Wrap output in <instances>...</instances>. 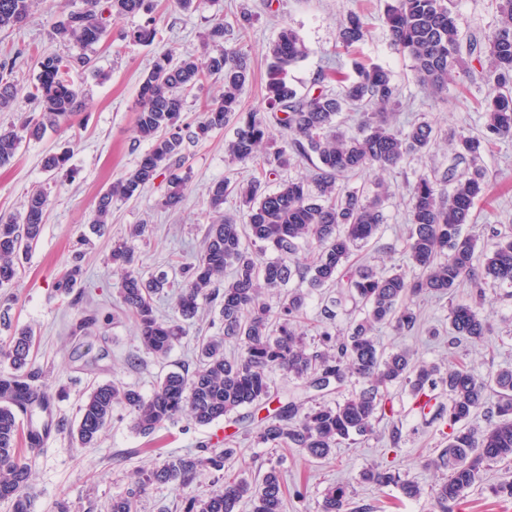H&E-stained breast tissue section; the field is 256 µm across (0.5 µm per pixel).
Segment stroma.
I'll return each mask as SVG.
<instances>
[{"label":"stroma","instance_id":"1","mask_svg":"<svg viewBox=\"0 0 512 512\" xmlns=\"http://www.w3.org/2000/svg\"><path fill=\"white\" fill-rule=\"evenodd\" d=\"M84 0H36L32 14L18 26L0 31V59L16 57L15 76L32 84L37 70L34 60L42 53L71 55L75 44L57 36L54 26ZM384 0H205L197 10H181L175 0H156L154 16L159 34L149 45L122 41L123 30L142 24V17H127L112 26L96 47L90 69H77L70 77L80 88L85 106L71 122L47 128L41 139L24 141L16 156L0 166V215H21L27 194L44 188L50 195L43 229L17 279L0 288V309L8 308L10 320L0 323V347L14 328L32 326L36 333L34 365L42 372L37 385L53 402L49 412L34 410V422L53 419L54 426L40 454H23L31 470L32 512H58L66 503L69 512H108L113 497L134 487L137 470L150 468L159 458L182 456L199 446L235 448L234 467L243 477L259 479L269 467L282 474L290 494L285 512H319L325 490L335 483H349L357 504L368 512H432L427 490L440 472L427 467L437 448L447 438L442 423H428L417 412L408 388L390 390L394 415L380 422L375 432L355 442L342 443L333 459L306 460L295 448L271 451L259 444L260 420L235 425L218 420L200 426L188 417L166 423L149 436L136 433L128 410L116 408L112 422L97 445L84 447L74 436L80 408L89 387L97 382L131 386L152 394L172 371L195 362V342L221 330L217 313L202 305L198 314L185 320L186 334L166 358L146 354L138 339L132 316L120 304V277L109 260L112 244L125 236L130 226L147 227L144 237L133 241L134 255L142 273L164 271L180 280L182 264L192 262L201 251L209 224L215 218L209 187L227 179L245 182L253 175L250 165L231 162L224 144L234 136L233 126L208 134L187 149L186 166L191 171L186 198L180 208L168 210L161 200L164 178H157L141 195L112 206L111 224L102 235L91 231L90 220L97 199L113 181L133 169L147 152L135 129V107L143 77L155 55L173 51L200 53L215 16L234 23L240 11L253 20L245 32H232L227 45L240 46L251 58V76L240 95L242 110L263 104L269 58L267 51L282 27L293 28L307 47L304 59L291 66L287 80L299 91L309 90L321 72L338 65L350 71L353 58L388 68L399 89L400 104L395 121L403 126L421 119L440 123L444 141L429 155L413 156L396 169L384 172L391 194L383 202L385 224L365 247L356 250L354 261L379 270L406 265L403 252L408 227L409 186L420 173L445 169L451 162V144L459 137L478 134L483 127L480 103L489 91L484 82L452 81L438 98L414 79L413 61L397 52L384 23ZM351 10L367 13L371 22L368 40L354 53L336 49L338 26ZM69 151L74 180L51 176L43 168L44 157L53 151ZM491 193L479 202L473 221L463 234L473 236L478 248L493 242L494 231L512 232V139L497 143L483 154ZM84 270L80 303L58 295L54 283L73 260ZM470 285L461 283L452 295L415 298L411 306L420 319L419 329L406 334L381 326L378 340L385 350L408 348L415 356L440 366L462 364L475 373L512 366V290L487 287L483 310L490 316L492 331L480 341L448 343L450 305L469 300ZM106 312V319L87 332L75 335L71 328L89 310ZM401 432L398 447H390L382 433L389 424ZM393 466L402 475L422 485L426 493L417 499L403 497L399 488L362 482L360 474L374 466ZM223 483L221 473L200 474L190 490L174 485H153L142 495L139 512H181L184 493L206 498Z\"/></svg>","mask_w":512,"mask_h":512}]
</instances>
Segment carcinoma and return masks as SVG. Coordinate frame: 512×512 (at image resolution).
I'll list each match as a JSON object with an SVG mask.
<instances>
[{"label":"carcinoma","mask_w":512,"mask_h":512,"mask_svg":"<svg viewBox=\"0 0 512 512\" xmlns=\"http://www.w3.org/2000/svg\"><path fill=\"white\" fill-rule=\"evenodd\" d=\"M33 4L34 0H0V29L24 22ZM152 12V0H85V7L70 11L55 26L56 34L77 44L81 52L40 57L36 84L27 93L12 78L17 57L0 60V111L15 107L22 96L36 108L20 124L0 130V166L14 158L24 140L40 137L47 127L69 121L81 109L82 92L69 73L91 64L90 53L106 33V17L142 15L143 24L124 38L145 45L158 34ZM496 12L492 28L465 38L452 0H385L384 20L392 44L413 60L420 85L438 96L458 75L467 79L477 75L491 85L480 134L459 138L453 164L431 176L419 175L410 187V229L404 249L410 274L395 266L377 272L352 260L353 247L368 243L385 223L382 199L389 186L380 180L367 197L349 186V178L366 170L395 169L411 156L430 153L440 138L429 122L406 128L394 125L391 107L399 92L388 69L356 61L354 76L336 74L340 90L300 93L288 84L286 75L306 47L285 26L269 46L264 106L242 112L239 95L251 74V60L242 49L224 45V20L211 26L202 54L176 57L163 52L156 58L141 83L135 117L138 137L150 148L134 169L98 197L91 223L105 232L114 202L139 196L161 175L167 184L162 207L182 203L190 178L183 171L182 112L187 93L208 78L222 80L223 91L202 113L196 137L235 122V136L226 153L233 161L255 166L257 174L245 184L223 180L211 185V206L218 219L209 225L196 262L184 267L177 294V309L184 319L193 317L202 301L219 311L221 335L198 339L194 370L185 367L168 374L150 396L116 383L94 385L81 406L76 429L82 446L98 442L117 406L133 415L134 430L144 436L183 414L204 426L252 407L268 410L259 443L298 448L311 459L326 461L342 442L374 432L375 423L386 416L387 389L398 384L410 388L420 411L432 410L434 419L448 425V444L431 461L442 472L441 481L430 489L434 512H450V506L464 499L490 467L512 468V367L484 377L463 365L443 371L407 349L385 352L374 336L380 325L399 333L414 330L417 316L407 300L425 293L446 296L467 279L472 284L471 303L451 308L448 344L481 340L491 331L482 311L485 286L512 288V236L495 235L496 241L481 258L476 255V239L462 234L476 202L489 191L486 172L477 161L512 135V0H496ZM369 33L364 12L350 11L339 24L338 39L348 49L364 42ZM345 111L360 113L354 132L344 130L338 121ZM276 126L285 147L271 156L265 148ZM293 158L314 166L313 181L288 180L269 189L270 176ZM69 160L67 151L52 154L45 169L73 179ZM461 163L467 168L459 173ZM230 195L236 196L245 215L243 224L221 213ZM48 205L49 193L35 190L27 196L22 221L0 216V288L12 284L38 241ZM145 230L143 224L132 225L127 239L113 243L110 260L121 274L120 300L135 318L142 347L156 358H165L184 329L178 320L156 315L154 297L171 287L167 275L146 277L134 267L129 241L143 237ZM304 243L313 253L310 263L296 258ZM267 250L276 258L259 261L258 252ZM228 268L232 277L226 280ZM82 277L81 265L74 263L54 288L78 303L84 299L79 290ZM295 279L314 289H336L321 309L323 330L312 345L301 324L309 293L288 288ZM347 298L362 305L364 317L341 333L336 331L337 309ZM35 342L33 328L26 326L14 333L7 349H0V360L10 366V371H0V501L12 502V512H31V500L23 493L31 470L21 462L19 414L35 406L43 409L47 400L33 386L39 377L32 363ZM227 342L238 345L232 358L224 356ZM274 370L300 381V392L279 400L272 390ZM352 378L363 384L360 391L334 405L317 401ZM493 387L500 400L487 424L469 425ZM275 401L278 405L270 408ZM48 431L47 423L30 425L28 451H41ZM234 454L233 448L218 452L202 447L194 455L167 457L140 471L134 489L112 498L110 512H138L139 498L148 486L176 483L185 488L201 471L224 470ZM360 479L379 487L397 486L408 499L424 494L417 482L402 479L390 466L367 468ZM286 493L279 470L272 466L259 483L226 473L224 484L208 498L186 495L182 504L184 512H238L242 502L250 504V512H283ZM489 493L512 499V475L490 486ZM320 512L362 510L352 506L350 484L336 483L326 489Z\"/></svg>","instance_id":"carcinoma-1"}]
</instances>
